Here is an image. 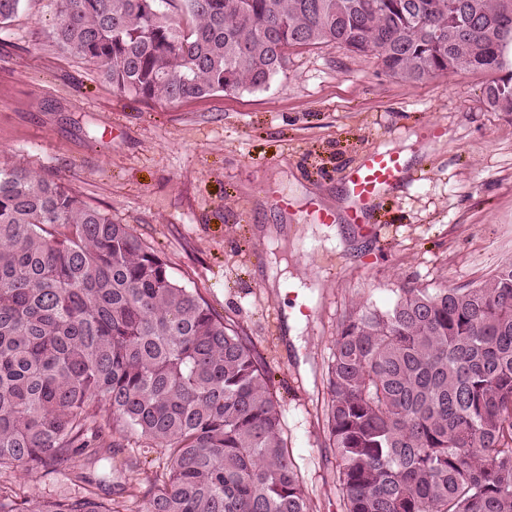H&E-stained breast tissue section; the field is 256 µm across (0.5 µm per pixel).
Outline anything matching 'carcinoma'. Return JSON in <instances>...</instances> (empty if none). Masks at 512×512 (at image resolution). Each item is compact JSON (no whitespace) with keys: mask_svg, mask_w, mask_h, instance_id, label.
Listing matches in <instances>:
<instances>
[{"mask_svg":"<svg viewBox=\"0 0 512 512\" xmlns=\"http://www.w3.org/2000/svg\"><path fill=\"white\" fill-rule=\"evenodd\" d=\"M512 0H59L48 37L112 88L169 103L266 86L300 47L409 83L489 77L512 112ZM325 438L342 512H512V261L458 288H403L344 318ZM249 337L127 224L0 163V473L160 450L138 512H313ZM91 491L0 512H124Z\"/></svg>","mask_w":512,"mask_h":512,"instance_id":"1","label":"carcinoma"}]
</instances>
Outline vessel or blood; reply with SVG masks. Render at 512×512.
<instances>
[{
	"label": "vessel or blood",
	"instance_id": "vessel-or-blood-1",
	"mask_svg": "<svg viewBox=\"0 0 512 512\" xmlns=\"http://www.w3.org/2000/svg\"><path fill=\"white\" fill-rule=\"evenodd\" d=\"M404 171L401 157L388 151L371 153L351 169L345 185L351 219L359 220L381 194L399 184Z\"/></svg>",
	"mask_w": 512,
	"mask_h": 512
}]
</instances>
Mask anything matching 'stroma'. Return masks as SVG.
<instances>
[{
  "label": "stroma",
  "mask_w": 512,
  "mask_h": 512,
  "mask_svg": "<svg viewBox=\"0 0 512 512\" xmlns=\"http://www.w3.org/2000/svg\"><path fill=\"white\" fill-rule=\"evenodd\" d=\"M55 11L22 0L0 24V162L129 225L249 336L316 512H341L323 412L334 339L352 308L512 261V112L487 104L483 74L408 83L340 47L290 51L260 89L146 100L47 40ZM379 150L405 157L407 175L366 224L349 223L346 177ZM313 207L335 223H315ZM0 485L31 501L80 488L67 470L2 473Z\"/></svg>",
  "instance_id": "35a3bbf8"
}]
</instances>
